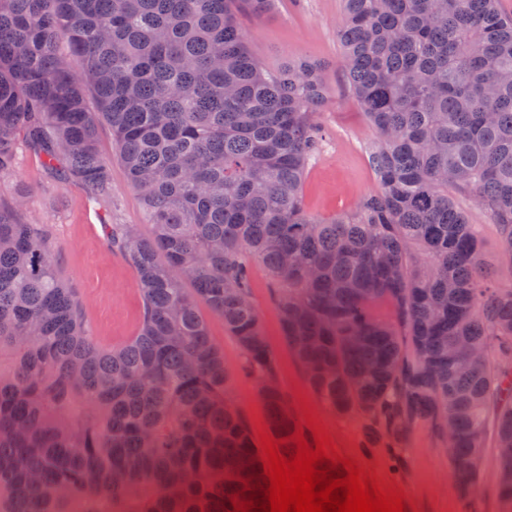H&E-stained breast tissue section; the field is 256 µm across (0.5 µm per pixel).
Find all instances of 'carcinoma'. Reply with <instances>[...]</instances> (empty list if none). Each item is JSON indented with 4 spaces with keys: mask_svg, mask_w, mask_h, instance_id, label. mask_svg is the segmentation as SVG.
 <instances>
[{
    "mask_svg": "<svg viewBox=\"0 0 512 512\" xmlns=\"http://www.w3.org/2000/svg\"><path fill=\"white\" fill-rule=\"evenodd\" d=\"M498 3L344 0L339 66L378 135V190L322 219L303 183L325 65H259L241 16L272 0H0V174L21 141L108 198L103 121L152 227L107 236L137 274L143 319L105 349L46 225L19 218L22 200L0 209V512H233L234 499H264L200 312L224 320L293 449L298 424L250 298L254 260L325 408L367 416L391 443L417 423L448 435L463 491L492 439L512 512V285L488 282L457 205L473 197L512 260V17ZM380 301L397 324L373 317Z\"/></svg>",
    "mask_w": 512,
    "mask_h": 512,
    "instance_id": "obj_1",
    "label": "carcinoma"
}]
</instances>
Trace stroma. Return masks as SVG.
I'll return each instance as SVG.
<instances>
[{"label": "stroma", "mask_w": 512, "mask_h": 512, "mask_svg": "<svg viewBox=\"0 0 512 512\" xmlns=\"http://www.w3.org/2000/svg\"><path fill=\"white\" fill-rule=\"evenodd\" d=\"M342 0H277L266 15L243 16L249 46L261 66L280 71L288 60L303 57L324 63L327 103L318 116L325 138L309 166L303 201L307 211L330 218L352 211L378 188L368 163L376 139L361 106L353 98L336 62L342 55L336 28ZM99 150L112 167V201H91L83 183L47 170L31 149L20 147L13 171L0 175V208L27 205L20 213L29 224L49 230L52 256L62 278L75 288L92 336L100 345L118 348L137 335L142 299L135 273L123 256L106 244V227L131 224L151 232L141 203L115 157L112 134L100 126ZM470 223L479 225L488 261L503 284H512V266L502 263L491 217L474 199L459 201ZM251 299L274 360V375L294 413L310 409L329 430L338 453L370 467L378 480L396 483L413 512H466L465 500L450 474L448 440L423 424L415 425L397 448H386L371 432L368 418L338 416L326 409L308 387L301 364L289 353L268 273L261 263L251 269ZM212 342L222 352L232 400L249 431L267 413L258 381L245 371V355L223 320L202 309Z\"/></svg>", "instance_id": "stroma-1"}]
</instances>
